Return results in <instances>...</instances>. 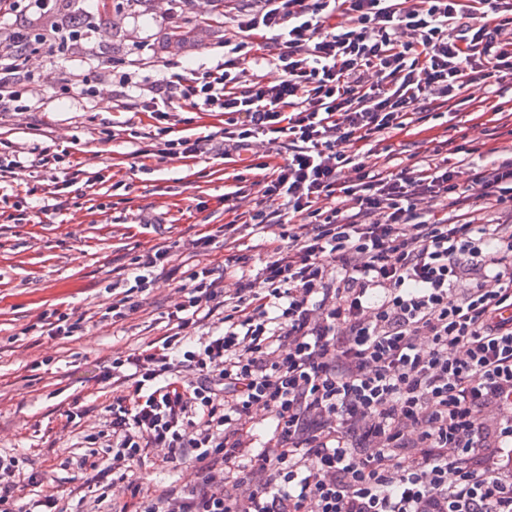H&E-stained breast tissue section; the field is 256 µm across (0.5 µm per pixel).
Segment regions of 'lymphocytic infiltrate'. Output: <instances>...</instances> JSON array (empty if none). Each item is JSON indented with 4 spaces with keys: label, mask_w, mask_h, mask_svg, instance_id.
Segmentation results:
<instances>
[{
    "label": "lymphocytic infiltrate",
    "mask_w": 512,
    "mask_h": 512,
    "mask_svg": "<svg viewBox=\"0 0 512 512\" xmlns=\"http://www.w3.org/2000/svg\"><path fill=\"white\" fill-rule=\"evenodd\" d=\"M235 21L223 61L165 71L123 108L227 115L155 155L209 145L254 160L249 219L269 258L231 294L209 265L184 271L165 334L103 371L130 390L108 406L104 455L78 469L124 483L112 512H512V162L456 145L483 159L463 179L432 154L394 165L389 145L472 84L512 76V0H250ZM30 48L24 29L0 39V112L21 98L13 74ZM250 65L280 77L246 78ZM268 133L286 137L284 162L260 159ZM167 257L138 256L115 319L139 310ZM216 311L222 333L195 338ZM257 410L276 444L252 454L241 437ZM153 448L191 464L194 483L145 489L133 469ZM19 476L0 454V512H27Z\"/></svg>",
    "instance_id": "lymphocytic-infiltrate-1"
}]
</instances>
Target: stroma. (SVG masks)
Wrapping results in <instances>:
<instances>
[{"mask_svg": "<svg viewBox=\"0 0 512 512\" xmlns=\"http://www.w3.org/2000/svg\"><path fill=\"white\" fill-rule=\"evenodd\" d=\"M177 28L188 31L187 41L174 42ZM238 36L213 0H112L106 10L95 4L80 17L78 33L59 32L56 50L34 44L18 84L27 106L0 112V143L25 150L24 168L0 184V448L35 477L24 490L29 512L48 498L55 512H98L96 495L122 497L121 485L100 486L96 471L77 470L69 459L85 437L99 440L110 430L105 406L122 386L101 379L104 365L165 332L183 284L179 269L197 261L190 240L212 236L205 261L228 267L229 290L241 263L256 272L267 258L268 238L256 227L240 226L231 248L216 235L226 222L225 193L236 176L249 179L252 171L212 151L142 158V150L162 141L157 121L147 112L117 110L108 93L125 72L144 85L161 78L169 61L212 66L225 41ZM85 75L96 80L98 95L81 85ZM168 122L197 137L222 129L224 115L176 103ZM423 127L420 136L394 140L398 163H413L448 138L447 113L428 116ZM44 147L62 154L70 170L96 173V185L73 184L58 200L56 171L36 163ZM157 245L168 246V260L142 294L141 312L116 323L105 318L113 282ZM65 308L100 320L80 336L43 332L44 315ZM76 400L83 412L68 418ZM136 475L158 491L194 481L190 465L166 463L157 448Z\"/></svg>", "mask_w": 512, "mask_h": 512, "instance_id": "35a3bbf8", "label": "stroma"}]
</instances>
